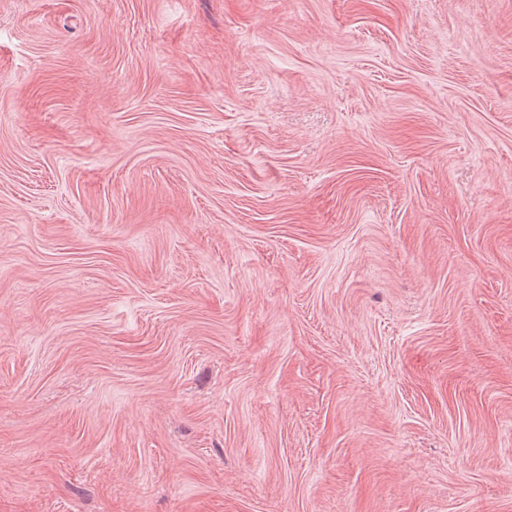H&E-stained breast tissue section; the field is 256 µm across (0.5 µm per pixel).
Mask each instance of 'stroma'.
<instances>
[{
    "label": "stroma",
    "mask_w": 512,
    "mask_h": 512,
    "mask_svg": "<svg viewBox=\"0 0 512 512\" xmlns=\"http://www.w3.org/2000/svg\"><path fill=\"white\" fill-rule=\"evenodd\" d=\"M0 512H512V0H0Z\"/></svg>",
    "instance_id": "1"
}]
</instances>
